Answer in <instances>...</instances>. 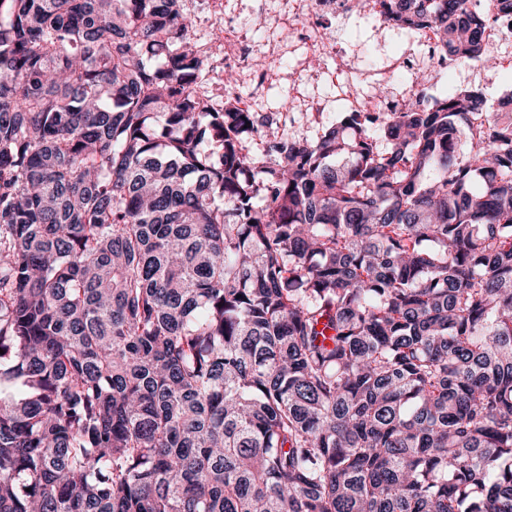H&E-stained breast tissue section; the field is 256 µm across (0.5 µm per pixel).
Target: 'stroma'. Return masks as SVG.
<instances>
[{
	"label": "stroma",
	"mask_w": 512,
	"mask_h": 512,
	"mask_svg": "<svg viewBox=\"0 0 512 512\" xmlns=\"http://www.w3.org/2000/svg\"><path fill=\"white\" fill-rule=\"evenodd\" d=\"M185 11L189 15L188 34L197 46L208 54L204 73L206 84L219 98L228 94L246 96L250 87L238 85L228 88L224 84V55L214 45L216 30L224 25L225 16H233L247 31L256 45H279V55L271 57L270 63L276 78L267 81L263 92L254 95L255 112L274 119L286 120L291 131L302 136L315 137L321 124L339 120L348 105L343 100V91L335 77L336 64L333 59L321 58L322 72L314 77L304 76L301 64L304 55L298 38H284L282 23L288 15L281 0H186ZM328 31L342 43L353 56L358 67L368 64H383L397 49L385 29H375L358 14H351L345 24L326 20ZM303 94L319 100L324 110L320 116L292 112L296 95Z\"/></svg>",
	"instance_id": "stroma-1"
}]
</instances>
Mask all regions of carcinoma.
Segmentation results:
<instances>
[{"mask_svg": "<svg viewBox=\"0 0 512 512\" xmlns=\"http://www.w3.org/2000/svg\"><path fill=\"white\" fill-rule=\"evenodd\" d=\"M183 10L0 0V512H512V112L292 134Z\"/></svg>", "mask_w": 512, "mask_h": 512, "instance_id": "1", "label": "carcinoma"}]
</instances>
